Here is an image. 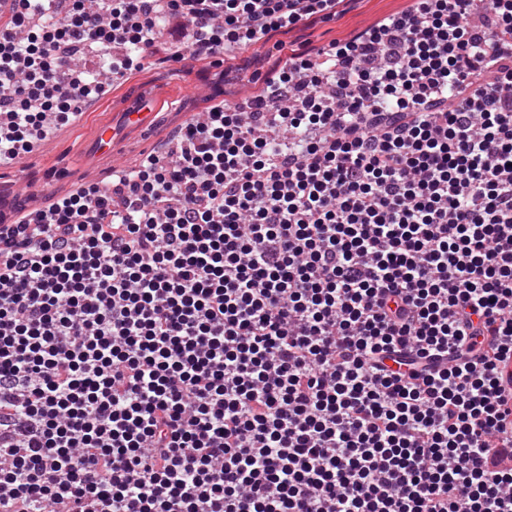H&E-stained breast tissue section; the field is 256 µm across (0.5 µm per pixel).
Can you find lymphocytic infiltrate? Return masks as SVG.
Wrapping results in <instances>:
<instances>
[{"label": "lymphocytic infiltrate", "mask_w": 512, "mask_h": 512, "mask_svg": "<svg viewBox=\"0 0 512 512\" xmlns=\"http://www.w3.org/2000/svg\"><path fill=\"white\" fill-rule=\"evenodd\" d=\"M37 0L0 24V150L99 82L344 0ZM103 190L0 224V512H512V0H411L286 52ZM398 360L391 368L390 360Z\"/></svg>", "instance_id": "lymphocytic-infiltrate-1"}]
</instances>
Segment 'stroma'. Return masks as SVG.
<instances>
[{"mask_svg": "<svg viewBox=\"0 0 512 512\" xmlns=\"http://www.w3.org/2000/svg\"><path fill=\"white\" fill-rule=\"evenodd\" d=\"M407 5V0H348L336 19H320L287 32H278L274 41L289 44L298 51L325 47L332 40L352 37L378 19L395 14ZM278 56L272 48L245 47L239 50L225 67L214 65L212 59L186 58L169 60L165 42H158L148 59L147 69L127 74L116 80L109 96L97 99L86 109L81 122L58 128L48 139L42 153L26 158L24 171L34 182L43 181L49 173L60 174L58 196L77 190L84 180L79 157L95 129L107 119L122 126L124 135L117 146L129 163L156 152L193 113L205 112L218 102L239 104L243 92L255 91V74L275 69ZM202 87L199 95L189 94L186 82ZM159 98L162 108L148 128L125 126L123 113L138 99Z\"/></svg>", "mask_w": 512, "mask_h": 512, "instance_id": "stroma-1", "label": "stroma"}]
</instances>
